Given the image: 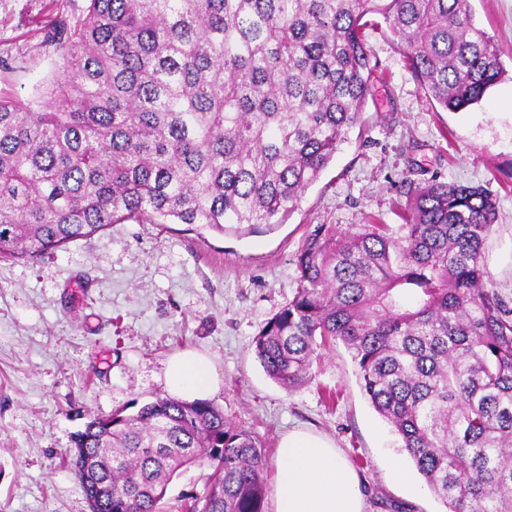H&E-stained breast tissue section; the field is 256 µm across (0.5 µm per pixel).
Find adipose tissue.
Masks as SVG:
<instances>
[{"mask_svg":"<svg viewBox=\"0 0 512 512\" xmlns=\"http://www.w3.org/2000/svg\"><path fill=\"white\" fill-rule=\"evenodd\" d=\"M168 392L189 402L220 389L215 364L204 353L174 354L166 368ZM276 512H364L360 479L333 442L323 434L294 429L278 449Z\"/></svg>","mask_w":512,"mask_h":512,"instance_id":"1","label":"adipose tissue"}]
</instances>
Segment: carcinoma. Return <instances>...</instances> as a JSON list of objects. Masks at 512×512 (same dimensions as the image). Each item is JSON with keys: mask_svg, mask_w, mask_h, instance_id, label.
<instances>
[{"mask_svg": "<svg viewBox=\"0 0 512 512\" xmlns=\"http://www.w3.org/2000/svg\"><path fill=\"white\" fill-rule=\"evenodd\" d=\"M384 23L443 109L506 74L470 0H86L44 46L62 75L0 99V261L125 221L246 235L285 223L373 95L365 29ZM497 198L408 183L398 234L314 227L298 288L255 337L286 390L340 342L364 394L448 512H512V298L483 264ZM65 460L90 512H161L208 465L186 512H265V449L208 400L93 416ZM211 472L212 469L207 466H195L174 478L161 504L163 512H183L182 508L191 501V497L204 494L207 477Z\"/></svg>", "mask_w": 512, "mask_h": 512, "instance_id": "cac0c4a2", "label": "carcinoma"}]
</instances>
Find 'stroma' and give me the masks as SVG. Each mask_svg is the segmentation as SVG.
Here are the masks:
<instances>
[{"label":"stroma","instance_id":"stroma-1","mask_svg":"<svg viewBox=\"0 0 512 512\" xmlns=\"http://www.w3.org/2000/svg\"><path fill=\"white\" fill-rule=\"evenodd\" d=\"M476 22L508 53L512 0H470ZM54 0H0V97L40 96L59 73L39 20ZM367 43L378 61L364 126L350 132L299 207L273 230L198 236L181 224H114L31 261L0 262V512H89L63 462L93 415L136 413L166 396L168 358L208 353L221 377L212 401L258 435L275 460L283 434L326 435L358 473L366 512H446L363 394L342 345L322 350L311 381L286 390L264 371L253 341L296 293V256L323 224L339 234L376 217L396 231L405 179L487 186L498 220L484 263L512 297V80L478 106L443 110L408 68L386 29ZM399 459L413 485L389 471ZM209 467L174 478L161 507L182 512L205 492Z\"/></svg>","mask_w":512,"mask_h":512}]
</instances>
